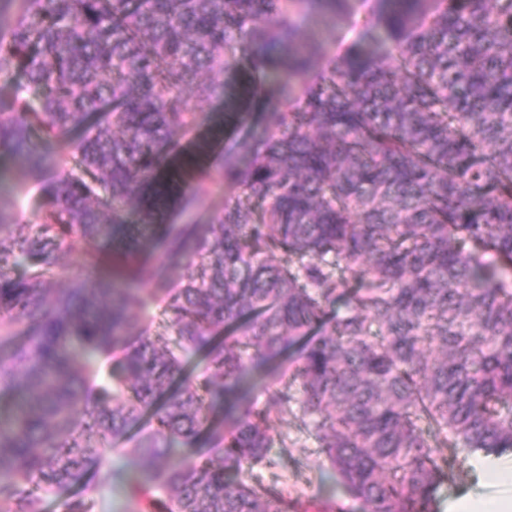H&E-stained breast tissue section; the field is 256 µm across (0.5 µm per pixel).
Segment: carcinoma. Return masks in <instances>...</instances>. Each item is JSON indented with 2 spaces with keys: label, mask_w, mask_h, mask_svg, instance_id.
<instances>
[{
  "label": "carcinoma",
  "mask_w": 512,
  "mask_h": 512,
  "mask_svg": "<svg viewBox=\"0 0 512 512\" xmlns=\"http://www.w3.org/2000/svg\"><path fill=\"white\" fill-rule=\"evenodd\" d=\"M352 2L14 0L0 153L53 178L32 220L0 195V512H96L118 442L135 512H288L255 475L288 421L366 512H436L438 448L512 454V0H380L316 68L303 21ZM187 86L269 99L222 211L142 262L129 210L163 223L159 174L193 170Z\"/></svg>",
  "instance_id": "cac0c4a2"
}]
</instances>
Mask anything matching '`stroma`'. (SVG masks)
I'll return each mask as SVG.
<instances>
[{"label": "stroma", "mask_w": 512, "mask_h": 512, "mask_svg": "<svg viewBox=\"0 0 512 512\" xmlns=\"http://www.w3.org/2000/svg\"><path fill=\"white\" fill-rule=\"evenodd\" d=\"M377 9L374 0H357L354 19L343 16L331 17L321 13L313 14L304 24V38L319 40L324 46L320 65L341 57L359 38V21L371 16ZM264 101L260 98L243 101L241 119L229 120L225 115L223 101L211 100L199 103L201 136L198 147L192 153L197 161L199 174L209 178L212 191L209 195L194 198V185L182 182L167 197L163 210L170 224H184L194 219L206 222L220 211L224 205L227 190L220 177L221 156L224 152L236 150L246 133L256 127ZM194 198L192 210H184L186 198ZM286 439V447L272 448L271 453L277 465L271 470H259L263 484L275 486L282 495L293 503L296 512H365L361 501L333 491V478L326 470L324 457L316 443L296 423H285L279 428ZM125 459L113 455L96 472L93 482L102 498L101 512H126L128 491L124 485L116 483L113 474L122 467ZM468 462L459 460L449 463L448 479L439 491V512H457V504L462 497L480 499L512 497V485L498 483L470 485L468 482Z\"/></svg>", "instance_id": "1"}]
</instances>
